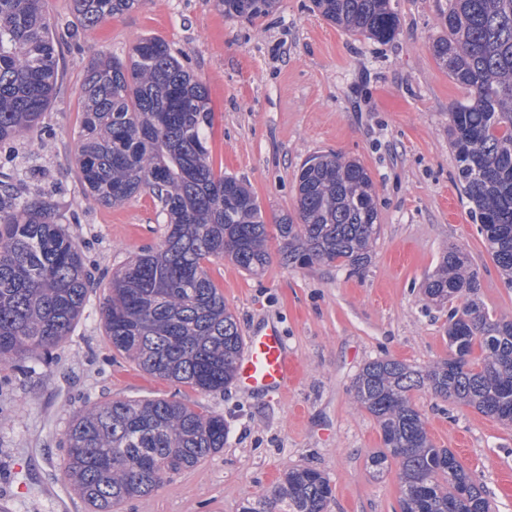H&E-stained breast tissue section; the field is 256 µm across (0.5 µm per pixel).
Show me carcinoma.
I'll return each mask as SVG.
<instances>
[{"mask_svg": "<svg viewBox=\"0 0 512 512\" xmlns=\"http://www.w3.org/2000/svg\"><path fill=\"white\" fill-rule=\"evenodd\" d=\"M45 0H0V146L38 127L56 98L58 51ZM142 0H71L82 27H97ZM280 0H215L249 22ZM352 35L386 42L398 32L391 0H313ZM447 35L433 45L468 98L448 112L460 193L479 234L512 286V0H448ZM80 94L84 120L75 162L82 194L117 206L149 191L166 216L164 236L113 272L102 314L113 348L145 373L201 393L235 380L246 342L205 264L229 257L247 273L269 266L271 237L287 267L372 260L380 231L375 186L357 161L313 155L297 173V217L269 230L253 192L214 172L206 87L158 37H143L122 59L94 56ZM90 277L52 200L0 175V362L46 358L84 309ZM468 253L452 247L423 285L448 305L450 356L422 368L391 356L366 362L354 378L356 404L376 421L381 473L394 463L400 512H490L487 492L456 456L429 437L412 394L426 391L512 425V321L478 300ZM68 472L90 512H117L174 475L224 449L228 428L177 399L113 400L75 416L66 433ZM333 487L313 468L284 471L240 512H328Z\"/></svg>", "mask_w": 512, "mask_h": 512, "instance_id": "carcinoma-1", "label": "carcinoma"}]
</instances>
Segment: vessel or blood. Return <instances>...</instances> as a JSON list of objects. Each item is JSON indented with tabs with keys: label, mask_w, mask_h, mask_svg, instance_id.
Instances as JSON below:
<instances>
[{
	"label": "vessel or blood",
	"mask_w": 512,
	"mask_h": 512,
	"mask_svg": "<svg viewBox=\"0 0 512 512\" xmlns=\"http://www.w3.org/2000/svg\"><path fill=\"white\" fill-rule=\"evenodd\" d=\"M300 376L297 360L290 356L277 326L251 333L237 366V382L255 392H283Z\"/></svg>",
	"instance_id": "b4317fda"
}]
</instances>
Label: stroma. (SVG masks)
<instances>
[{"mask_svg": "<svg viewBox=\"0 0 512 512\" xmlns=\"http://www.w3.org/2000/svg\"><path fill=\"white\" fill-rule=\"evenodd\" d=\"M400 29L377 42L323 18L312 0H281L255 22L230 18L213 0H144L94 28L78 26L69 0H45L61 44L54 104L39 128L0 149V164L37 165L30 190L51 192L66 230L98 286L71 335L50 359L0 364V512H88L65 475V434L79 412L115 399L174 396L222 415L224 448L118 512H239L285 469L312 467L334 489L329 512H400L397 468L373 474L383 443L375 420L356 406L352 382L386 354L417 366L447 357V307L422 286L444 251L469 253L479 296L512 320V288L487 252L456 181L448 114L467 92L440 68L432 45L444 36L448 0H391ZM158 36L208 89L209 149L215 171L243 181L266 223L296 213V175L309 156L335 151L360 161L376 186L381 230L372 261L287 268L279 260L249 274L230 259L206 270L243 334L276 324L301 365L284 393L232 384L202 394L151 377L115 353L101 304L113 272L157 246L165 218L153 194L104 207L78 190L75 153L83 120L80 88L94 54L127 56ZM412 400L437 447L453 451L486 489L493 512H512V425L419 391Z\"/></svg>", "mask_w": 512, "mask_h": 512, "instance_id": "stroma-1", "label": "stroma"}]
</instances>
